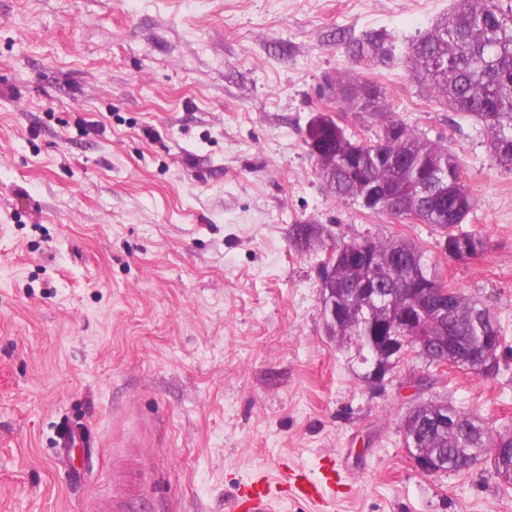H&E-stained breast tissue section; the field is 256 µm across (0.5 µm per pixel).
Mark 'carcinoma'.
<instances>
[{
    "label": "carcinoma",
    "instance_id": "carcinoma-1",
    "mask_svg": "<svg viewBox=\"0 0 512 512\" xmlns=\"http://www.w3.org/2000/svg\"><path fill=\"white\" fill-rule=\"evenodd\" d=\"M355 58L373 61L384 52V37L365 31L346 42ZM415 76L428 83L448 108L481 123L490 137L494 165L512 173V4L501 0H461L452 15L412 45ZM370 82L351 72L331 83L329 98L348 111L381 117L375 140L346 134L327 113L316 115L306 129V144L316 162V175L344 204L394 219L430 225L443 239L452 258L484 254L483 237L458 230L476 206L461 176V165L448 146L432 142L408 124L386 116L385 99L377 92L370 99L363 88ZM371 187L394 198L391 207L376 210L363 203ZM360 259L341 260L325 273L321 288L343 302V315L330 328L338 341L356 336H378L390 329L397 307L418 305L424 312L425 336L419 359L430 368L434 357L478 364L477 356L490 336L501 335V324L485 306L448 285L440 263L407 239L352 241ZM388 290L390 298L377 301L363 293L370 280ZM413 288H435L437 298L448 300V321L432 319L433 299L411 293ZM455 346H448V336ZM422 447L448 457V470L470 469L488 448L501 446L505 433H492L472 415L446 403H427L414 417Z\"/></svg>",
    "mask_w": 512,
    "mask_h": 512
}]
</instances>
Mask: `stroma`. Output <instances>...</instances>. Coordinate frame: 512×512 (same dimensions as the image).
Returning a JSON list of instances; mask_svg holds the SVG:
<instances>
[{
	"label": "stroma",
	"instance_id": "35a3bbf8",
	"mask_svg": "<svg viewBox=\"0 0 512 512\" xmlns=\"http://www.w3.org/2000/svg\"><path fill=\"white\" fill-rule=\"evenodd\" d=\"M459 0H0V512H94L126 468L135 512H228L279 463L343 479L279 512H512L490 459L426 475L402 442L427 401L512 432V174L482 124L412 72L411 43ZM386 35L355 66L333 34ZM380 87L393 118L444 139L487 252L445 257L429 225L336 201L305 131L346 133L326 80ZM314 224L308 248L292 228ZM407 238L502 326L496 374L425 389L410 359L371 386L329 336L336 244ZM74 428L77 451L57 450Z\"/></svg>",
	"mask_w": 512,
	"mask_h": 512
}]
</instances>
